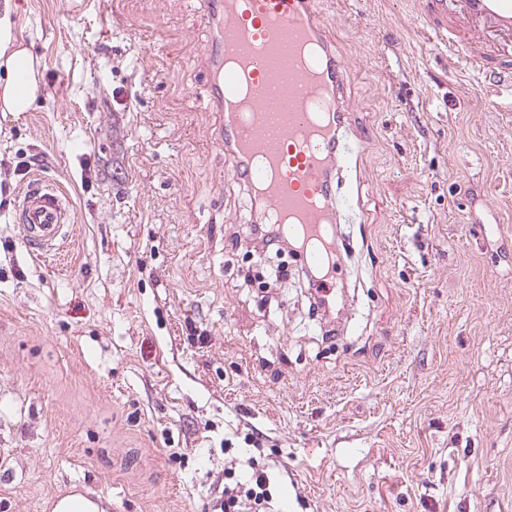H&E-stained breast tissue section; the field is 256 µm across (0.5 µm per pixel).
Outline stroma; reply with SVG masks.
Here are the masks:
<instances>
[{
    "instance_id": "35a3bbf8",
    "label": "stroma",
    "mask_w": 512,
    "mask_h": 512,
    "mask_svg": "<svg viewBox=\"0 0 512 512\" xmlns=\"http://www.w3.org/2000/svg\"><path fill=\"white\" fill-rule=\"evenodd\" d=\"M11 7L39 90L0 111V512H211L251 457L270 512H512V89L413 0H322L365 144L320 322L211 143L201 0ZM33 171L73 206L62 267L18 235ZM54 512H98V505L79 492L61 496L53 506Z\"/></svg>"
}]
</instances>
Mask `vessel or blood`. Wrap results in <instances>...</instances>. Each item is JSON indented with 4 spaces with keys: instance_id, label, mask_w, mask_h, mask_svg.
Wrapping results in <instances>:
<instances>
[{
    "instance_id": "b4317fda",
    "label": "vessel or blood",
    "mask_w": 512,
    "mask_h": 512,
    "mask_svg": "<svg viewBox=\"0 0 512 512\" xmlns=\"http://www.w3.org/2000/svg\"><path fill=\"white\" fill-rule=\"evenodd\" d=\"M214 34L204 57L210 105L223 115L213 134L230 171L297 243V259L320 272L313 293L328 311L342 301L336 224L351 171L346 69L326 32L320 0H206ZM419 20L488 86L512 78V0H423ZM288 57L273 70L269 54ZM31 254L46 255L73 220L71 204L45 179L26 188L15 214Z\"/></svg>"
}]
</instances>
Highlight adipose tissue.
<instances>
[{"instance_id":"obj_1","label":"adipose tissue","mask_w":512,"mask_h":512,"mask_svg":"<svg viewBox=\"0 0 512 512\" xmlns=\"http://www.w3.org/2000/svg\"><path fill=\"white\" fill-rule=\"evenodd\" d=\"M13 21L10 12L0 13V65L9 79L0 88V106L10 112L27 111L37 95V71L33 56L13 46Z\"/></svg>"}]
</instances>
